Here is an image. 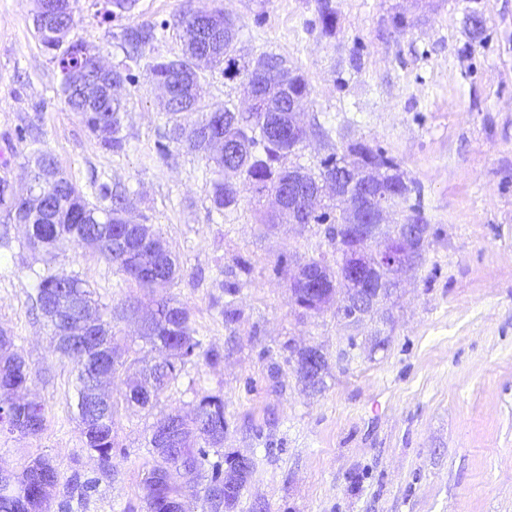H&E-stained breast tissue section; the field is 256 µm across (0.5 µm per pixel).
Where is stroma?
I'll use <instances>...</instances> for the list:
<instances>
[{
    "label": "stroma",
    "mask_w": 512,
    "mask_h": 512,
    "mask_svg": "<svg viewBox=\"0 0 512 512\" xmlns=\"http://www.w3.org/2000/svg\"><path fill=\"white\" fill-rule=\"evenodd\" d=\"M94 2L76 0L68 39L99 47L114 64L125 59L124 27L224 8L245 52L287 57L308 81L303 119L332 138L310 137L301 164L351 141L386 151L417 183L431 234L422 264L381 309L390 324L356 332L332 308L300 315L288 290L298 264L336 263L324 225L260 223L271 202L249 196L222 216L205 160L175 143L167 157L156 152L166 115L147 65L180 55L182 29H167L152 53L128 61L135 81L125 87L126 145L116 152L65 104L58 62L34 35V0H0V179L24 183L23 163L39 148L92 203H103L101 187L125 188L127 218L159 231L180 265L163 296L188 308L194 336L224 355L215 366L191 358L146 409L125 404L128 374L119 371L113 470L102 473L78 420L74 366L53 349L33 275L86 281L123 358L150 364L160 356L124 310H148L153 296L92 248L48 260L0 212V328L21 348L28 396L47 417L35 437L0 432V461L18 470L44 455L64 478L95 480L79 512H144L156 419L192 414L202 396L216 395L227 421L223 453L254 463L235 512H512V0H332L330 36L317 0H137L114 22L97 16ZM473 13L484 21L478 39ZM396 15L405 27L393 25ZM240 261L250 272L235 297L241 317L228 324L220 273ZM377 329L386 343L374 350ZM307 346L328 360L318 393L304 389L291 360Z\"/></svg>",
    "instance_id": "35a3bbf8"
}]
</instances>
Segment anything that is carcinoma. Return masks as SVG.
Wrapping results in <instances>:
<instances>
[{
    "instance_id": "obj_1",
    "label": "carcinoma",
    "mask_w": 512,
    "mask_h": 512,
    "mask_svg": "<svg viewBox=\"0 0 512 512\" xmlns=\"http://www.w3.org/2000/svg\"><path fill=\"white\" fill-rule=\"evenodd\" d=\"M137 0H103L100 14L107 19H119L133 11ZM73 4L57 3L56 23L43 26L34 21L35 36L48 51L60 49V37L69 29ZM213 14L220 26L213 27L206 42H187L181 55L175 58L158 56L147 65L148 78L154 84H166L173 89L163 112L171 123L168 132L158 141V153L168 155L169 144L174 142L189 152L204 155L217 175L212 183V204L224 215L237 211L244 194L254 198L275 195L283 190L289 170L299 168L297 151L306 141L308 132L292 131L291 98L307 100L310 88L300 70L291 65L281 71L285 57L265 53L270 68L264 73L253 70V60L240 53L238 28L224 9ZM318 20L324 34L333 32L336 11L332 0H318ZM169 22L160 25L128 26L123 29L124 48L142 53L158 41V30L166 29ZM83 43L68 45L57 57L61 73V90L71 111L75 112L87 129L107 148L119 151L124 147L122 114L126 100L113 86L133 83L134 76L126 63L112 65L107 71L82 51ZM208 52V68L219 70L229 83L248 84L254 99L251 106L241 109L231 98L220 104L206 105L202 95L201 70L195 60L201 52ZM374 168L382 172L385 183L383 193L395 208L399 224H426L428 219L421 203L410 202L411 195H420L415 182L407 178L394 158L383 151L355 141L339 151L320 159L313 169L321 180L333 179L349 168ZM28 184H35L49 198L50 208L36 210L23 208L24 188H13L0 181V210L9 221L16 213L27 226V245L57 257L67 245L90 246L122 273L125 280L148 292L164 286L179 274V266L161 236L148 224H125L122 216L129 200L122 192L109 193L110 204L101 206L89 202L85 193L69 177L65 166L46 151H37L27 159ZM347 221L346 211L334 200L307 214V223L326 224L329 229ZM124 238L131 248H142L145 255L162 273L160 282L138 278L129 270L123 250L116 245ZM343 273L325 266L318 279L297 290L293 303L306 309L318 310L330 299L331 290L342 283ZM36 302L43 305L57 295L78 303L91 311L97 308L93 291L80 278L58 274L37 278ZM142 339L166 353L163 364L153 366L143 376L127 384L123 400L129 405L150 407L164 388L174 380L181 365L202 351L209 365L219 363L223 354L213 348L202 349V342L193 336L189 310L171 299L157 303L153 320L142 332ZM61 358L73 362L77 368L78 400L84 401L101 385L102 373L114 378L119 361L112 348V336H104L78 353H66ZM31 372L24 356L12 336L0 329V430L22 436L40 434L46 423L44 406L29 404L25 391ZM83 425L86 447L98 454L102 472L112 471V448L115 447L113 412L91 413L78 408ZM172 423L180 431L179 449L169 453L150 440L154 464L147 471L142 484L141 500L146 512H172L178 503L188 504L193 498L201 502L202 512H232L239 502L235 497L224 499V481L248 482L250 474H242L237 458L225 463L209 462V449L224 445V400L219 396H204L192 417L170 412L157 419L154 430ZM204 438L208 448H196L193 439ZM38 466L27 465L15 475L13 489L0 494V512H48L47 505L54 489L60 484V474L50 460L40 457ZM185 469L192 474L191 486L183 485L173 472ZM69 500L61 504L64 512H72V499L82 501L96 488V481L80 482L74 477L67 482Z\"/></svg>"
}]
</instances>
